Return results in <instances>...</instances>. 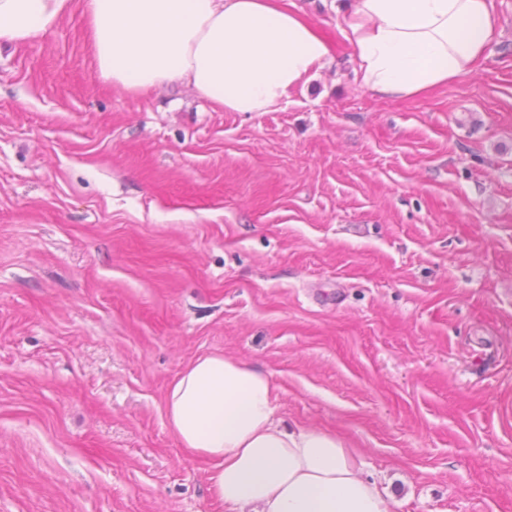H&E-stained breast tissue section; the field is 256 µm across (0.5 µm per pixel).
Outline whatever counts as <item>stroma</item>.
<instances>
[{
    "instance_id": "obj_1",
    "label": "stroma",
    "mask_w": 512,
    "mask_h": 512,
    "mask_svg": "<svg viewBox=\"0 0 512 512\" xmlns=\"http://www.w3.org/2000/svg\"><path fill=\"white\" fill-rule=\"evenodd\" d=\"M215 109L98 75L83 0L0 47V512H225L167 426L196 357L361 449L395 512H512V0L472 73Z\"/></svg>"
}]
</instances>
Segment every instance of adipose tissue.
Masks as SVG:
<instances>
[{
	"label": "adipose tissue",
	"instance_id": "adipose-tissue-1",
	"mask_svg": "<svg viewBox=\"0 0 512 512\" xmlns=\"http://www.w3.org/2000/svg\"><path fill=\"white\" fill-rule=\"evenodd\" d=\"M73 0H0V44L51 32ZM101 78L138 93L172 82L230 112L291 102L329 61L326 38L280 0H84ZM342 34L362 87L406 98L448 84L501 36L493 0H354ZM269 374L198 357L169 387L172 434L210 465L228 512H393L361 456L330 432L286 429Z\"/></svg>",
	"mask_w": 512,
	"mask_h": 512
}]
</instances>
